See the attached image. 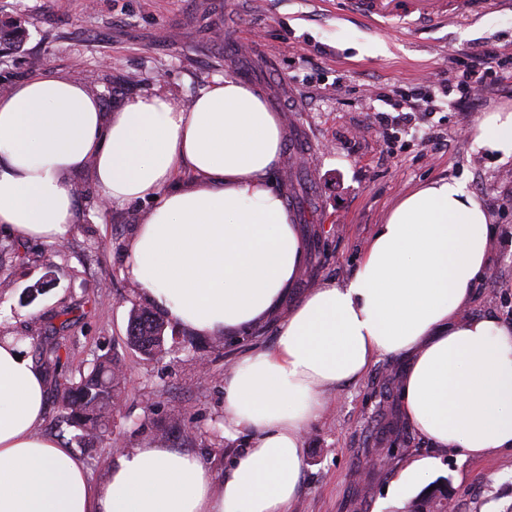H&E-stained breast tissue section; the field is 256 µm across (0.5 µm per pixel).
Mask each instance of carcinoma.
I'll list each match as a JSON object with an SVG mask.
<instances>
[{
  "instance_id": "cac0c4a2",
  "label": "carcinoma",
  "mask_w": 512,
  "mask_h": 512,
  "mask_svg": "<svg viewBox=\"0 0 512 512\" xmlns=\"http://www.w3.org/2000/svg\"><path fill=\"white\" fill-rule=\"evenodd\" d=\"M25 30L14 20L0 21V43L20 47ZM167 323L147 308H138L130 317L128 345L140 355L151 359H163L168 353L165 331ZM63 343L51 336L41 350L45 364L52 367L51 383L60 409V423L74 429L73 439L85 446L93 438H101L109 430L112 405L116 393L124 382L118 359L102 356L93 369L75 379L63 376L55 370L60 364ZM448 505V485H436L431 491L418 496L407 512H431L433 507Z\"/></svg>"
}]
</instances>
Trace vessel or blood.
<instances>
[{
    "mask_svg": "<svg viewBox=\"0 0 512 512\" xmlns=\"http://www.w3.org/2000/svg\"><path fill=\"white\" fill-rule=\"evenodd\" d=\"M501 3L512 0H345L348 11L367 21L399 19L418 27L486 12Z\"/></svg>",
    "mask_w": 512,
    "mask_h": 512,
    "instance_id": "b4317fda",
    "label": "vessel or blood"
}]
</instances>
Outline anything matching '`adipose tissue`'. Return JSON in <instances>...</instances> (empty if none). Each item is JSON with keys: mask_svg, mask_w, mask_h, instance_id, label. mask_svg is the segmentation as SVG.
Listing matches in <instances>:
<instances>
[{"mask_svg": "<svg viewBox=\"0 0 512 512\" xmlns=\"http://www.w3.org/2000/svg\"><path fill=\"white\" fill-rule=\"evenodd\" d=\"M287 133L262 94L218 78L189 106L155 91L104 111L85 86L41 71L0 95V228L54 243L77 221L72 176L93 169L109 204L154 200L126 274L173 322L201 336L248 329L279 308L305 248L271 180ZM480 147L512 160V110L487 113ZM491 222L462 182L404 195L345 282L309 291L274 348L245 352L224 380V435H247L218 477L158 443L120 454L93 483L42 433L41 373L0 339V512H286L305 466L317 391L402 358L404 418L437 448L482 460L512 452V322L469 315Z\"/></svg>", "mask_w": 512, "mask_h": 512, "instance_id": "obj_1", "label": "adipose tissue"}]
</instances>
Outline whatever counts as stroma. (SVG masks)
<instances>
[{"instance_id":"obj_1","label":"stroma","mask_w":512,"mask_h":512,"mask_svg":"<svg viewBox=\"0 0 512 512\" xmlns=\"http://www.w3.org/2000/svg\"><path fill=\"white\" fill-rule=\"evenodd\" d=\"M6 18L21 22L26 40L21 51H0V94L44 69L95 89L107 110L155 90L187 105L224 76L268 103L287 88L289 150L273 176L312 188L287 199L308 252L290 299L351 276L401 196L455 179L482 198L494 229L469 313L512 321V162L474 141L485 113L512 108V79L491 86L468 111L447 105L400 124L384 122L379 101L440 75L465 83L475 47L496 48L512 70V8L425 29L373 24L336 0H0ZM248 41L253 48L242 53ZM419 127L441 131L446 146L422 144ZM73 182L79 221L62 249L0 232V336L24 337L27 356L38 360L69 306L75 324L65 333L61 372L89 370L101 355L120 359L126 383L112 433L75 450L92 480L106 477L111 458L159 438L225 474L244 441L217 434L224 378L252 347L275 345L277 316L248 332L193 337L160 362L130 349L131 312L146 302L124 269L136 224L152 204L103 210L92 171ZM47 274L52 285L29 299L28 288ZM402 370L400 358L385 357L360 380L323 392L326 411L304 435L301 492L288 512H403L424 485L443 480L453 490L448 512H512V454L475 461L430 445L402 416ZM415 460L430 466L424 485H400Z\"/></svg>"}]
</instances>
